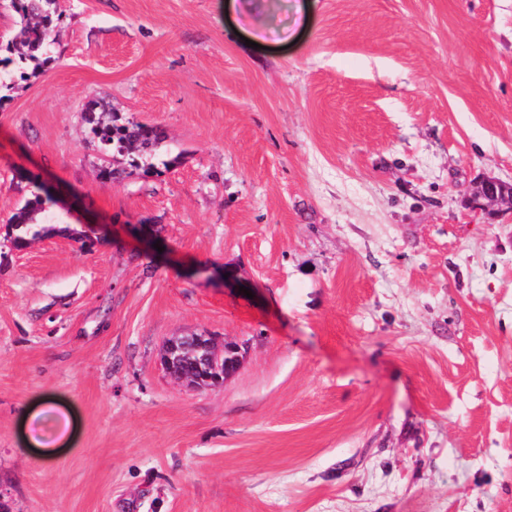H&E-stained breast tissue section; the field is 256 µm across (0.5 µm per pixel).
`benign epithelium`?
<instances>
[{
  "label": "benign epithelium",
  "instance_id": "benign-epithelium-1",
  "mask_svg": "<svg viewBox=\"0 0 512 512\" xmlns=\"http://www.w3.org/2000/svg\"><path fill=\"white\" fill-rule=\"evenodd\" d=\"M495 179L485 181L480 196L488 201L508 199L512 196L498 193ZM242 359V346L226 339L217 344L215 339L206 334L192 336H173L164 344L160 363L166 375H171L174 365L183 364L185 368L174 382L186 384L197 389L219 387L222 379L239 367Z\"/></svg>",
  "mask_w": 512,
  "mask_h": 512
}]
</instances>
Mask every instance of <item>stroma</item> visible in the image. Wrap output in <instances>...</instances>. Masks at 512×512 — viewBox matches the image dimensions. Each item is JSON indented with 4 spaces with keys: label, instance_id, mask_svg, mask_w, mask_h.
Masks as SVG:
<instances>
[{
    "label": "stroma",
    "instance_id": "obj_1",
    "mask_svg": "<svg viewBox=\"0 0 512 512\" xmlns=\"http://www.w3.org/2000/svg\"><path fill=\"white\" fill-rule=\"evenodd\" d=\"M224 2L58 0L50 61L0 71V497L512 512V205L478 194L512 184V0ZM98 98L157 172L108 177ZM202 331L248 350L193 390L159 350ZM97 107H102V104L95 102L85 111V121L91 125L90 132L102 148L105 151L112 149L121 152L126 148L137 151L130 166L135 170L142 169L144 173L155 171L157 166L153 161L156 159V149L164 138L162 132L157 127L143 123L118 124L115 112H111L107 122L102 121L95 116ZM34 187L37 192H34L33 198L28 199L9 220L8 232L13 238V244L16 249L23 248L30 239H35L40 235L39 231H35L31 234V238L28 239L31 233L30 223L34 220L36 214L45 211L44 206L50 201L48 192L44 190L41 184L34 183ZM41 191H45V197L41 195ZM10 229L12 233H10ZM13 231H15L14 236Z\"/></svg>",
    "mask_w": 512,
    "mask_h": 512
}]
</instances>
